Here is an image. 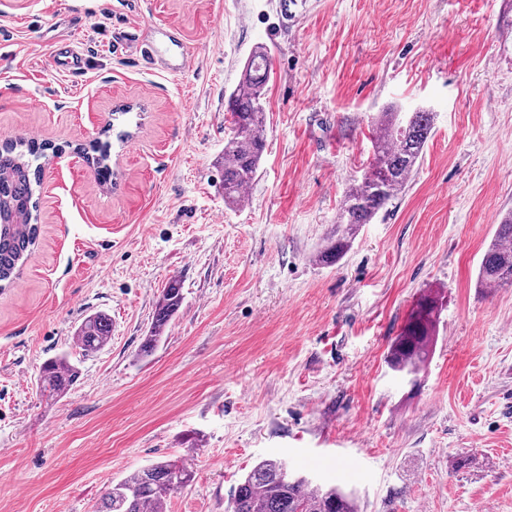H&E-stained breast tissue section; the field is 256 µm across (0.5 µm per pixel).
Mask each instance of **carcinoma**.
Masks as SVG:
<instances>
[{
    "label": "carcinoma",
    "mask_w": 512,
    "mask_h": 512,
    "mask_svg": "<svg viewBox=\"0 0 512 512\" xmlns=\"http://www.w3.org/2000/svg\"><path fill=\"white\" fill-rule=\"evenodd\" d=\"M271 73V59L264 47L248 57L242 77L226 100L230 113L228 145L224 147V203L237 206L242 191L255 179L264 149L266 116L264 88ZM376 135L373 158L361 179L345 192L337 215L336 238L316 255L321 264L339 261L351 247L359 228L408 186L422 159L434 128V113L380 112L372 121ZM43 148L18 138L0 145V285L13 283L38 239L34 185L41 167L33 161ZM107 149L91 157L101 180L112 178ZM482 288L512 286V212L497 225L484 252L477 276ZM181 283L171 280L153 312L151 334L141 351L150 352L164 328L179 310ZM436 303L421 300L413 309L400 336L388 353V365L398 373H420L431 352ZM112 336V320L102 312L86 316L76 331L84 355L104 348ZM79 370L65 357L50 359L41 367L39 388L49 397H60L78 380ZM190 479L186 467L162 460L141 468L117 482H110L98 512H165L171 494ZM233 512H358L356 498L336 485L316 484L292 474L280 459H263L235 487Z\"/></svg>",
    "instance_id": "carcinoma-1"
}]
</instances>
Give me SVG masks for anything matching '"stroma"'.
I'll list each match as a JSON object with an SVG mask.
<instances>
[{"mask_svg": "<svg viewBox=\"0 0 512 512\" xmlns=\"http://www.w3.org/2000/svg\"><path fill=\"white\" fill-rule=\"evenodd\" d=\"M168 26L192 52L176 71L135 50ZM58 42L83 72L52 64ZM260 45L265 149L230 208L225 95ZM392 107L436 114L420 164L318 264ZM10 137L52 149L38 241L0 290V512H97L160 459L191 473L166 512H232L267 458L359 512H512V287L477 285L512 210V0H0ZM174 278L181 307L142 354ZM426 297L432 352L408 384L387 354ZM98 311L112 338L85 357L75 332ZM61 353L81 376L48 399L39 369Z\"/></svg>", "mask_w": 512, "mask_h": 512, "instance_id": "stroma-1", "label": "stroma"}]
</instances>
